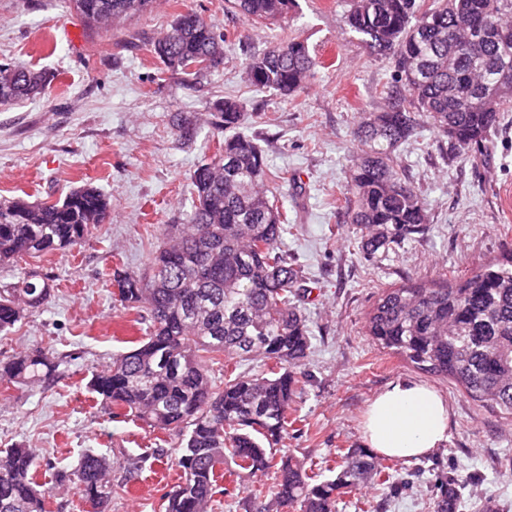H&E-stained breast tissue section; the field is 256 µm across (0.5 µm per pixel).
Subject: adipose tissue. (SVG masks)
I'll return each mask as SVG.
<instances>
[{"instance_id": "1", "label": "adipose tissue", "mask_w": 512, "mask_h": 512, "mask_svg": "<svg viewBox=\"0 0 512 512\" xmlns=\"http://www.w3.org/2000/svg\"><path fill=\"white\" fill-rule=\"evenodd\" d=\"M450 409L433 387L416 381L389 384L369 404L362 421L365 445L399 459L418 458L448 440Z\"/></svg>"}]
</instances>
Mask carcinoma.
Masks as SVG:
<instances>
[{
	"instance_id": "1",
	"label": "carcinoma",
	"mask_w": 512,
	"mask_h": 512,
	"mask_svg": "<svg viewBox=\"0 0 512 512\" xmlns=\"http://www.w3.org/2000/svg\"><path fill=\"white\" fill-rule=\"evenodd\" d=\"M153 0H71L92 27L118 24ZM346 24L378 55L393 59L394 86L379 112L361 118L355 136L365 147L346 182V218L370 257L396 250L430 224L427 206L400 172L399 146L419 134L421 116L448 140L454 157L480 153L512 102V0H348ZM247 22L275 24L292 16L297 0H228ZM473 15L491 33L472 41L459 26ZM168 69L199 72L223 55L220 24L186 11L152 45ZM317 65L307 45L290 38L250 59L247 82L284 97L299 94ZM46 76L24 65H0V104L45 90ZM417 111H411L412 105ZM243 104L227 97L212 125L224 131V154L200 164L191 177V211L184 224H166L149 270L113 274L115 297L144 313L145 336L92 374L91 393L112 410L178 436L179 482L164 512H208L217 471L233 460L239 478L273 474L254 494L256 512H336L337 501L368 486L399 492L378 456L350 448L319 479L274 448L288 435L299 377L305 374L313 332L303 313L304 269L289 258L288 213L268 194L272 173L264 148L239 131ZM108 198L85 185L54 203H0V265L25 256L71 250L109 216ZM52 278L37 270L0 288V333L51 299ZM365 333L413 367L446 378L472 400L512 419V254L480 264L463 279L437 277L382 288L365 320ZM224 355V387L212 385L209 366ZM273 363L261 374L239 373L241 361ZM58 363L43 351L0 360V381L18 387L54 381ZM39 448L0 449V512H45L36 481ZM112 461L86 454L76 477L88 512H103L116 489ZM464 487L440 481L435 512H450Z\"/></svg>"
}]
</instances>
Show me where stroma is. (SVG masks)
<instances>
[{"label": "stroma", "instance_id": "35a3bbf8", "mask_svg": "<svg viewBox=\"0 0 512 512\" xmlns=\"http://www.w3.org/2000/svg\"><path fill=\"white\" fill-rule=\"evenodd\" d=\"M188 9L220 22L226 35L221 62L198 75L166 69L151 52ZM347 9V0H298L290 20L251 25L225 0H161L121 26L94 29L68 0H0V64L50 76L44 93L0 104V201L55 202L90 184L112 204L107 223L81 246L0 265V286L32 268L55 284L47 306L0 335V360L35 350L67 358L49 388L0 383V448L42 449L37 480L47 512H84L75 483L57 486L55 475L73 471L88 452L113 460L119 491L105 512H162L164 495L179 481L176 438L159 444L146 424L113 417L87 382L126 340L145 333L139 313L115 301L112 272H143L163 225L185 223L190 175L224 139L211 119L227 97L242 102V129L267 153L279 203L297 226L285 246L308 277L313 353L284 451L335 466L337 455L363 447L362 416L379 392L398 380L423 382L451 408L447 443L420 459L393 460L394 477L409 482L398 497L384 500L376 486L343 497L337 512H376L381 503L386 512H434L435 485L452 474L476 478L473 497L457 512H478L480 493L494 496L500 512H512V422L364 333L380 289L441 273L459 278L512 251V106L478 158L444 161L426 148L434 138L428 128L398 148L397 163L425 200L430 224L397 250L363 258L352 247L342 192L360 153L356 123L385 104L394 65L358 43L345 23ZM67 24L82 34V50L60 38ZM291 37L317 62L306 88L293 99L249 88V57ZM180 119L195 127L192 139L180 137ZM271 482L268 475L221 480L218 512H249L253 489Z\"/></svg>", "mask_w": 512, "mask_h": 512}]
</instances>
